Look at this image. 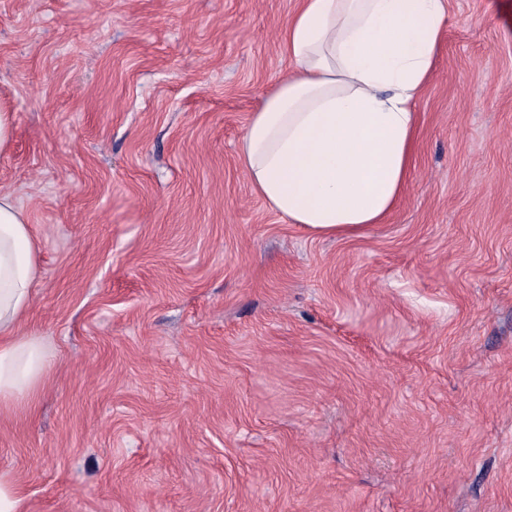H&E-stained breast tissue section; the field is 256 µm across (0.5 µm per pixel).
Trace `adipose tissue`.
I'll return each instance as SVG.
<instances>
[{"label":"adipose tissue","instance_id":"ef3b65f1","mask_svg":"<svg viewBox=\"0 0 512 512\" xmlns=\"http://www.w3.org/2000/svg\"><path fill=\"white\" fill-rule=\"evenodd\" d=\"M447 0H299L283 36L288 76L253 112L239 164L288 223L323 237L382 224L402 200ZM39 245L26 212L0 193V415L26 407L48 374L24 332Z\"/></svg>","mask_w":512,"mask_h":512}]
</instances>
